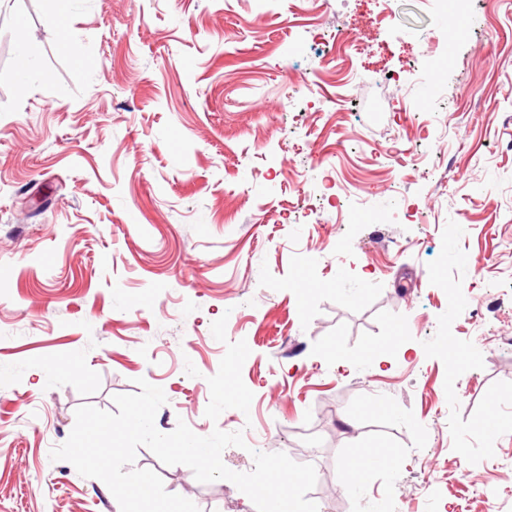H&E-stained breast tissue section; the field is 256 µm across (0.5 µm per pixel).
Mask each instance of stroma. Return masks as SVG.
Returning <instances> with one entry per match:
<instances>
[{
    "mask_svg": "<svg viewBox=\"0 0 512 512\" xmlns=\"http://www.w3.org/2000/svg\"><path fill=\"white\" fill-rule=\"evenodd\" d=\"M456 3L15 0L0 512H117L51 451L140 378L161 432L251 433L229 469L314 465L318 512H512V0Z\"/></svg>",
    "mask_w": 512,
    "mask_h": 512,
    "instance_id": "stroma-1",
    "label": "stroma"
}]
</instances>
